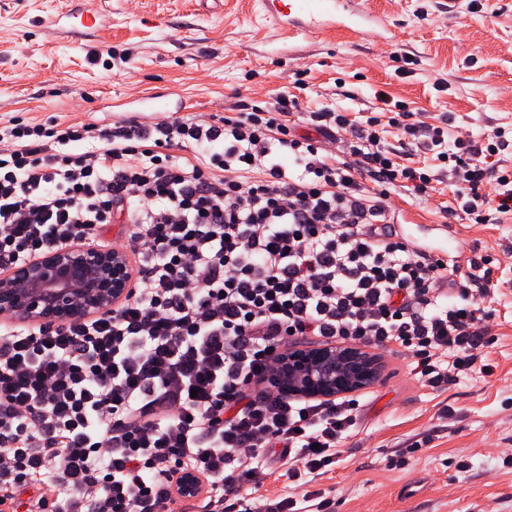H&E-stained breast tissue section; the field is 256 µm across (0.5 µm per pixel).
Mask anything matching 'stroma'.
Segmentation results:
<instances>
[{"mask_svg": "<svg viewBox=\"0 0 512 512\" xmlns=\"http://www.w3.org/2000/svg\"><path fill=\"white\" fill-rule=\"evenodd\" d=\"M371 29L336 25L301 39L258 12L256 0H0V119L56 117L97 126L139 113L231 114L294 90L308 111L351 116L403 102L427 123L470 126L476 141L512 127V0H368ZM96 14L95 28L52 32L59 13ZM129 53L121 74L89 64L92 48ZM453 200L448 179L431 196L402 192L403 222L438 224ZM457 256L490 261L497 292L487 375L440 389L404 357L380 358L357 425L329 469L288 480L265 475L262 494L315 512H512V214L461 220Z\"/></svg>", "mask_w": 512, "mask_h": 512, "instance_id": "obj_1", "label": "stroma"}]
</instances>
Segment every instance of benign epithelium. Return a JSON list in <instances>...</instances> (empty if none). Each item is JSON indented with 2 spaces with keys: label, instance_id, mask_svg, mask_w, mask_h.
I'll use <instances>...</instances> for the list:
<instances>
[{
  "label": "benign epithelium",
  "instance_id": "obj_1",
  "mask_svg": "<svg viewBox=\"0 0 512 512\" xmlns=\"http://www.w3.org/2000/svg\"><path fill=\"white\" fill-rule=\"evenodd\" d=\"M132 281L123 252L51 248L0 275V314L47 328L108 314L130 294ZM378 371L365 350L327 345L289 352L278 382L291 394L332 399L372 383Z\"/></svg>",
  "mask_w": 512,
  "mask_h": 512
}]
</instances>
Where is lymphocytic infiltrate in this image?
<instances>
[{
    "label": "lymphocytic infiltrate",
    "instance_id": "lymphocytic-infiltrate-1",
    "mask_svg": "<svg viewBox=\"0 0 512 512\" xmlns=\"http://www.w3.org/2000/svg\"><path fill=\"white\" fill-rule=\"evenodd\" d=\"M388 125L405 156L429 139L462 212L512 213L506 129L478 143L402 104L353 119L283 90L232 116L0 125V273L75 244L135 263L110 314L0 333V512H176L187 473L212 512H292L261 475L334 464L359 408L281 390L300 338L403 355L432 388L478 373L491 270L471 256L464 286L396 231L392 194L434 174L393 161Z\"/></svg>",
    "mask_w": 512,
    "mask_h": 512
}]
</instances>
